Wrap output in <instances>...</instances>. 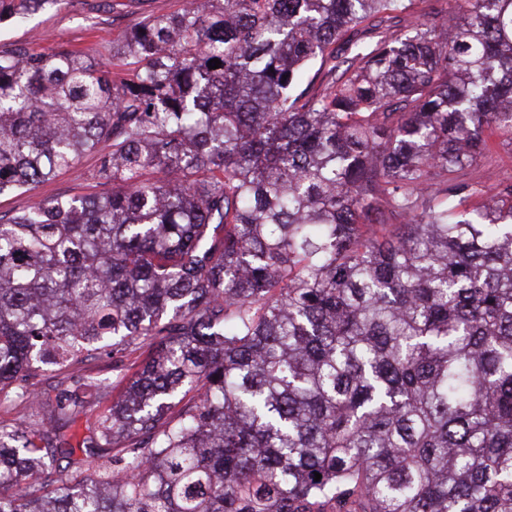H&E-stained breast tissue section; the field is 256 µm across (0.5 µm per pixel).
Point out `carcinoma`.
Masks as SVG:
<instances>
[{
  "label": "carcinoma",
  "instance_id": "carcinoma-1",
  "mask_svg": "<svg viewBox=\"0 0 512 512\" xmlns=\"http://www.w3.org/2000/svg\"><path fill=\"white\" fill-rule=\"evenodd\" d=\"M207 2L0 49V512H512V0ZM97 169V159L87 156L74 168L59 173L53 180L40 185L33 192L17 193L0 197V214L24 209L33 197L50 198L56 196H85L98 191L93 173Z\"/></svg>",
  "mask_w": 512,
  "mask_h": 512
}]
</instances>
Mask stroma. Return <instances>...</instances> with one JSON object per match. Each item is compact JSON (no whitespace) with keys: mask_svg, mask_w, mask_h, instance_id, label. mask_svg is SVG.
<instances>
[{"mask_svg":"<svg viewBox=\"0 0 512 512\" xmlns=\"http://www.w3.org/2000/svg\"><path fill=\"white\" fill-rule=\"evenodd\" d=\"M186 0H60L35 14L0 24V46L29 43L48 52L64 45L88 55L107 58L113 42L124 37L143 14L165 15L181 10ZM95 157L61 172L35 192L0 197V214L24 209L32 198L85 196L96 192Z\"/></svg>","mask_w":512,"mask_h":512,"instance_id":"1","label":"stroma"}]
</instances>
